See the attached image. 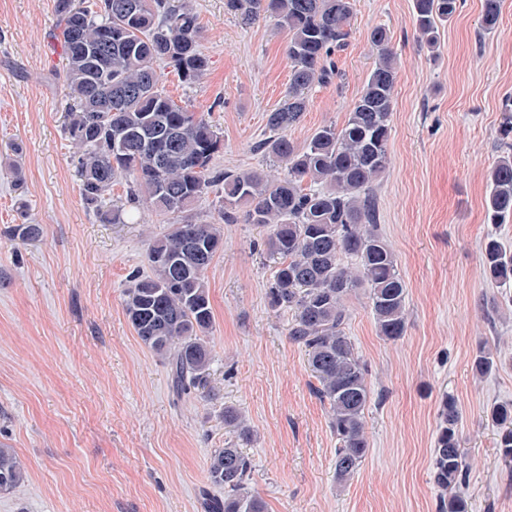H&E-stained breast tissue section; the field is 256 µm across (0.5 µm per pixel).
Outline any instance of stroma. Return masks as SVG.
Returning <instances> with one entry per match:
<instances>
[{
  "instance_id": "obj_1",
  "label": "stroma",
  "mask_w": 512,
  "mask_h": 512,
  "mask_svg": "<svg viewBox=\"0 0 512 512\" xmlns=\"http://www.w3.org/2000/svg\"><path fill=\"white\" fill-rule=\"evenodd\" d=\"M194 4L208 70L188 84L162 68L164 90L219 129L214 169L283 174L256 144L288 91L287 30L244 23L225 0ZM54 5L0 0V445L25 464L0 512H205L210 457L228 442L251 458L248 490L268 512H438L431 471L446 396L459 411L469 512H512V470L487 418L491 405L512 403V284H492L481 259L488 234L512 247V220L488 224L485 205L512 98V0L486 34L481 0H460L433 53L416 39L413 0H353L339 74L312 88L289 132L301 146L345 123L377 61L368 33L388 26L398 74L390 164L375 190L378 229L407 286V330L395 342L380 336L365 289L352 293L346 332L368 369L369 450L344 485L328 404L288 336L292 314L267 302L266 228L223 227L224 251L206 272L213 361L202 394L176 399L167 365L138 339L123 308L129 275L148 273L151 238L178 218L143 209L108 224L84 204L64 132L72 99L58 78ZM16 224L43 233L11 238ZM482 345L498 366L481 378L472 361ZM228 407L251 441L225 424Z\"/></svg>"
}]
</instances>
